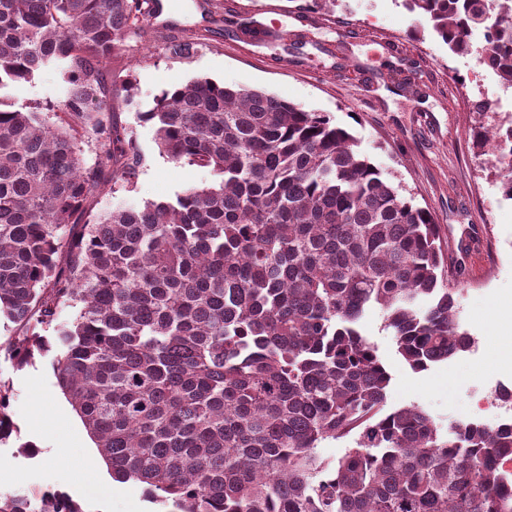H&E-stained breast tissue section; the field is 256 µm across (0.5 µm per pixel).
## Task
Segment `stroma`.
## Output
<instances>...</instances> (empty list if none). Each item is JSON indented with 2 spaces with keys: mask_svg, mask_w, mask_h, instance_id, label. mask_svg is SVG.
Returning <instances> with one entry per match:
<instances>
[{
  "mask_svg": "<svg viewBox=\"0 0 512 512\" xmlns=\"http://www.w3.org/2000/svg\"><path fill=\"white\" fill-rule=\"evenodd\" d=\"M193 34L202 43L192 57L168 50V41ZM127 44L106 70L142 163L133 188L95 194L94 211L213 183L210 169L162 157L151 125L139 121L164 89L204 77L328 113L404 195L433 212L448 256L445 277L460 290L457 317L477 338L471 351L416 373L397 356L380 310L367 312L363 332L391 374L388 407L418 405L444 426L493 423V410L481 404L484 387L512 381V200L473 146L480 116L470 100L503 95L477 55L452 54L403 0H337L335 9L316 11L306 0H161L153 27ZM65 88L62 73L46 69L1 89L0 99L18 109L49 106ZM13 333L0 324V382L9 388L14 425L0 444V458L11 464L0 474V494L51 490L83 512H165L138 482L123 483L108 499L94 494L111 472L96 446L76 445L86 428L56 384L53 353L16 368L8 356ZM34 439L40 450L30 449Z\"/></svg>",
  "mask_w": 512,
  "mask_h": 512,
  "instance_id": "obj_1",
  "label": "stroma"
}]
</instances>
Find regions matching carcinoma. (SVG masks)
<instances>
[{
	"mask_svg": "<svg viewBox=\"0 0 512 512\" xmlns=\"http://www.w3.org/2000/svg\"><path fill=\"white\" fill-rule=\"evenodd\" d=\"M455 54L485 32L483 63L512 86V0H404ZM153 16L150 0H0V89L48 69L42 107L0 99V321L24 367L51 349L66 395L121 483L169 512H512V426L443 430L386 408L390 373L361 331L382 311L414 372L470 351L431 210L402 196L324 112L208 78L139 115L159 154L216 182L167 200L89 211L132 186L134 134L110 120L105 64ZM197 36L169 50L192 56ZM103 159L85 164L86 136ZM474 145L512 199V128ZM68 304L75 317L57 322ZM52 331L54 336L46 333ZM0 384V443L13 424ZM347 438L335 460L317 448ZM0 512H82L51 491Z\"/></svg>",
	"mask_w": 512,
	"mask_h": 512,
	"instance_id": "obj_1",
	"label": "carcinoma"
}]
</instances>
